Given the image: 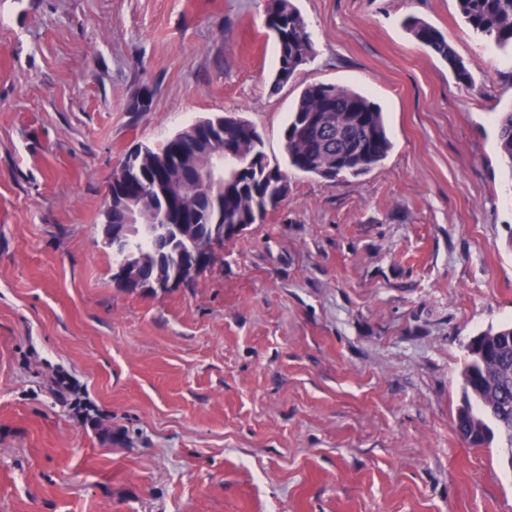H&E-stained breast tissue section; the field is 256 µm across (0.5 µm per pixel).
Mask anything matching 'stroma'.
<instances>
[{
	"instance_id": "35a3bbf8",
	"label": "stroma",
	"mask_w": 512,
	"mask_h": 512,
	"mask_svg": "<svg viewBox=\"0 0 512 512\" xmlns=\"http://www.w3.org/2000/svg\"><path fill=\"white\" fill-rule=\"evenodd\" d=\"M295 4L314 57L275 90L265 0H0V512H512V468L453 425L467 344L512 322V52L456 0ZM319 82L381 106L388 157L289 171L197 277L116 287L98 214L128 151L219 114L283 163ZM404 28L430 54L447 62L459 81H471V73L468 67L455 55L445 36L438 29L412 16L404 21ZM496 123L498 157L512 184V106L497 113Z\"/></svg>"
}]
</instances>
